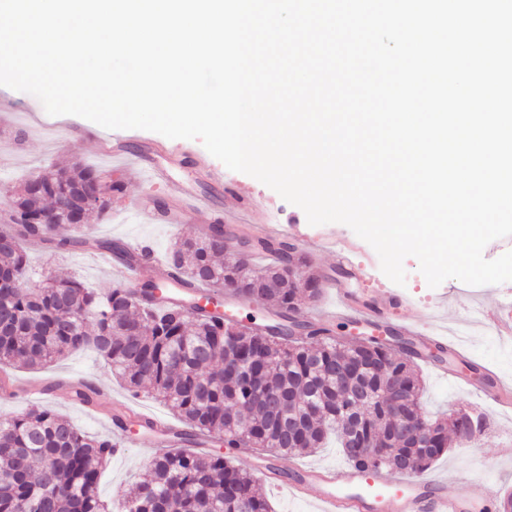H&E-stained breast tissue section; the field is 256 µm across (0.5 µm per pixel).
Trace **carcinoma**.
Segmentation results:
<instances>
[{
    "label": "carcinoma",
    "instance_id": "1",
    "mask_svg": "<svg viewBox=\"0 0 512 512\" xmlns=\"http://www.w3.org/2000/svg\"><path fill=\"white\" fill-rule=\"evenodd\" d=\"M102 170L77 164L43 172L12 200L10 223L0 226V271L13 278L0 297V366L42 367L68 353L95 351L124 385L167 405L182 421V446L164 449L119 503L121 512H271L252 474L200 444L254 448L274 457L313 452L335 433L351 465L398 475L427 471L448 450L453 416L429 420L420 412L416 360L423 354L374 337L313 329L302 319L300 292L319 299L320 280L299 288L306 257L286 242L245 240L275 251L278 261L253 267L248 254L229 252L224 225L200 237L178 239L168 265L185 288L216 287L278 310L267 327L230 325L224 316L191 302L149 305L161 286L148 280L131 290L119 283L100 294L77 279L37 277L25 244L32 238L55 249L91 245L125 263L136 259L120 241H88L83 225L33 224L40 214L78 207L77 191L93 195ZM237 363H226V344ZM66 395L98 408L99 390L86 383ZM404 400L409 426L401 430L394 399ZM112 438L89 434L55 412L33 407L0 419V512H112L99 495L104 468L116 453Z\"/></svg>",
    "mask_w": 512,
    "mask_h": 512
}]
</instances>
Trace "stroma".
Instances as JSON below:
<instances>
[{"label": "stroma", "mask_w": 512, "mask_h": 512, "mask_svg": "<svg viewBox=\"0 0 512 512\" xmlns=\"http://www.w3.org/2000/svg\"><path fill=\"white\" fill-rule=\"evenodd\" d=\"M0 102L9 107L8 119L0 125V147L17 146L16 155L6 165H0V210L8 208V192L22 185L35 172L58 165L80 162L111 171L124 184V191L113 199L111 210L104 215L90 214L87 237L113 239L122 242L139 238L152 239L157 256H164L177 239L194 237L212 224H224L237 218L250 226L257 224H298L299 237L293 244L307 251V239L322 231L333 239L355 240V233L341 223L315 227L308 223L299 207L283 200L274 190L257 179L233 173L218 159L209 158L198 140H179L180 161L173 165L171 178L183 187L181 203L185 220L180 224H162L158 217L164 205L169 204L171 190L154 188L146 183L144 175L133 160L152 156L155 144L163 142L161 134L130 129L123 144L124 158L100 152L89 139L62 137L64 128L84 125V118L74 115H49L33 95L0 86ZM234 180L253 199L251 209H239L234 198L224 193L225 178ZM26 250L32 268L42 275L59 278L75 275L97 292L104 293L117 283L111 272L96 258L95 253L81 249L51 250L37 240L28 241ZM406 282L402 288L414 306L410 318L431 324L447 321L450 331L470 336L464 344V357L479 367L498 371L512 381V344L503 342L493 331L472 322L470 307L493 305L498 296L512 294V282L475 287L455 279L432 288L419 269L416 258L404 261ZM423 381L422 408L426 417L467 412L484 415L487 425L470 441H450L449 449L431 467L432 472L451 471L448 491L465 494L467 483L473 478L487 479L494 492L512 489V413L486 405L476 396L465 392L447 380L438 377L427 362H420ZM11 381L10 396L0 395V417H11L36 406H48L68 416L81 429L96 435H112V424L105 408L121 403L148 413L167 416L168 410L147 394L129 391L104 368L97 354L91 350L70 353L38 370L9 367L5 370ZM83 379L101 392L102 408L92 409L65 401L62 391L56 390L59 381ZM40 380L53 387L52 392L36 398L28 394L31 381ZM126 444L106 466L100 493L104 501H114L127 492L130 485L144 476L155 451L136 445L135 432H127Z\"/></svg>", "instance_id": "35a3bbf8"}]
</instances>
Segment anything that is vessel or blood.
<instances>
[{
  "mask_svg": "<svg viewBox=\"0 0 512 512\" xmlns=\"http://www.w3.org/2000/svg\"><path fill=\"white\" fill-rule=\"evenodd\" d=\"M131 249L141 254V261L133 264L113 262L115 277L136 282L147 275L165 287L171 303L180 304L189 298L206 304L207 299L201 292L182 287L177 273L157 259L149 241H135ZM336 268L337 275L324 279L326 290L335 298V308L324 313V320L343 319L369 326L382 340L400 336L416 345L447 346V339L435 329L408 321L407 312L413 303L406 295L391 288H367L365 266L354 262L349 254L338 253ZM349 280L357 282V289L346 288L345 283ZM479 320L499 338L511 340L512 295L499 298L493 308L481 309ZM460 384L494 406L512 407V384L498 374L485 373L477 384L464 378ZM149 423V429L142 431L137 439L139 447L176 445L173 429L164 419L153 416ZM253 466L262 478L291 495L314 499L317 512H476L479 505L491 501V487L483 480L472 481L466 494H449L448 476L443 472L397 478L378 468L302 467L293 469L287 477L278 461L272 458L255 459Z\"/></svg>",
  "mask_w": 512,
  "mask_h": 512,
  "instance_id": "b4317fda",
  "label": "vessel or blood"
}]
</instances>
